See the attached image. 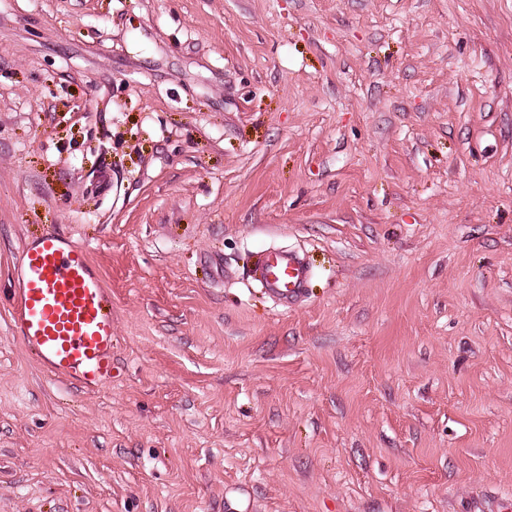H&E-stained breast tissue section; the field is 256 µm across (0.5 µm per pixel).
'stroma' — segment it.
I'll return each mask as SVG.
<instances>
[{"instance_id":"stroma-1","label":"stroma","mask_w":512,"mask_h":512,"mask_svg":"<svg viewBox=\"0 0 512 512\" xmlns=\"http://www.w3.org/2000/svg\"><path fill=\"white\" fill-rule=\"evenodd\" d=\"M85 244L112 383L10 328ZM299 251L286 310L250 277ZM512 504V0H0V512Z\"/></svg>"}]
</instances>
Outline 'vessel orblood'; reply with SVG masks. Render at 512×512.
<instances>
[{
  "instance_id": "obj_1",
  "label": "vessel or blood",
  "mask_w": 512,
  "mask_h": 512,
  "mask_svg": "<svg viewBox=\"0 0 512 512\" xmlns=\"http://www.w3.org/2000/svg\"><path fill=\"white\" fill-rule=\"evenodd\" d=\"M14 335L48 372L95 389L112 380V293L86 246L57 233L24 245L13 268ZM253 277L279 306L307 295L310 268L291 249L259 254Z\"/></svg>"
}]
</instances>
